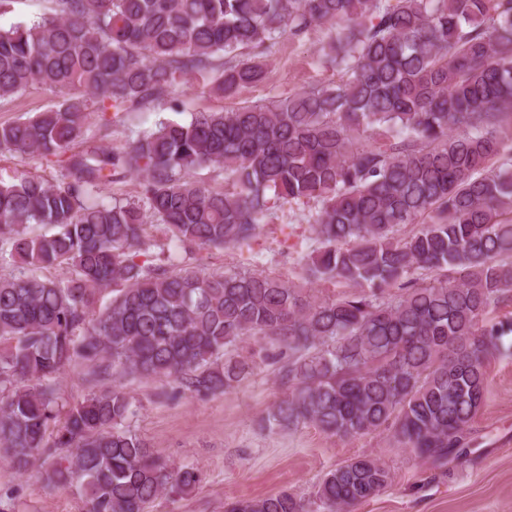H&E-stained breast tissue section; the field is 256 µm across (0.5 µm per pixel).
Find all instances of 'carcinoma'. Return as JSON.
<instances>
[{"mask_svg": "<svg viewBox=\"0 0 512 512\" xmlns=\"http://www.w3.org/2000/svg\"><path fill=\"white\" fill-rule=\"evenodd\" d=\"M50 2L0 28V99L64 95L0 124V153L49 169L0 182V267L19 269L0 273V458L50 462L44 480L76 485L84 512H147L202 476L132 429L123 380L206 396L260 361L286 386L270 429L384 430L433 469L467 457L486 361L512 334L489 321L512 301V0ZM316 28L336 82L98 145L121 112L190 76L226 97L267 81L278 41ZM205 167L232 189L194 181ZM132 174L139 194L111 196ZM287 204L309 208L303 285L198 263L253 251ZM56 268L68 278L41 275ZM320 282L346 290L306 288ZM77 365L89 390L68 402L59 376ZM391 484L385 461L357 456L308 498L284 489L224 512H349Z\"/></svg>", "mask_w": 512, "mask_h": 512, "instance_id": "obj_1", "label": "carcinoma"}]
</instances>
